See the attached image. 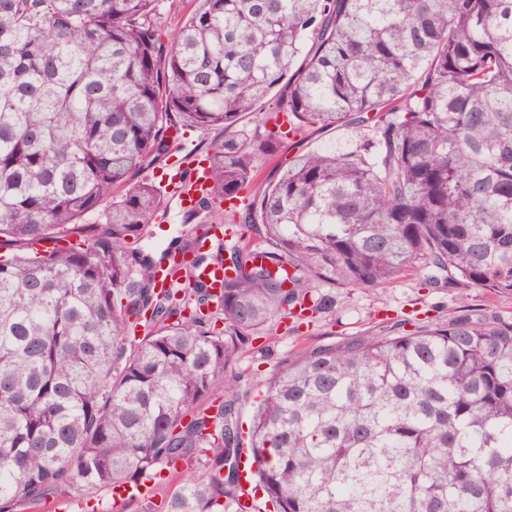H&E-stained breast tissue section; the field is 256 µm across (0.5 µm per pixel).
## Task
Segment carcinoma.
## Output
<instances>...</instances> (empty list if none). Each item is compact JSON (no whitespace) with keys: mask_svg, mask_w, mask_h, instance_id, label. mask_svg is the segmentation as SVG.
Here are the masks:
<instances>
[{"mask_svg":"<svg viewBox=\"0 0 512 512\" xmlns=\"http://www.w3.org/2000/svg\"><path fill=\"white\" fill-rule=\"evenodd\" d=\"M158 0H0V512L181 474L166 512H244L241 456L273 512H512V323L317 346L259 383L233 365L276 316L334 300L314 280L512 294V0H198L163 41ZM274 126L240 119L283 78ZM356 149L260 162L309 127ZM219 129L198 214L261 254L154 288L137 248L161 196L136 175L170 131ZM77 242L62 249V237ZM144 336L126 348V332Z\"/></svg>","mask_w":512,"mask_h":512,"instance_id":"carcinoma-1","label":"carcinoma"}]
</instances>
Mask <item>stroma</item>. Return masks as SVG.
Masks as SVG:
<instances>
[{
  "mask_svg": "<svg viewBox=\"0 0 512 512\" xmlns=\"http://www.w3.org/2000/svg\"><path fill=\"white\" fill-rule=\"evenodd\" d=\"M351 128L329 127L310 129L304 141L295 148H281L276 159L265 163L261 176L274 180L283 171L285 159L312 151L341 148L357 143ZM162 225H150L141 245L149 251L165 246L169 239L191 232L175 202L164 201ZM318 291L334 296L335 304L311 322L297 324L279 317L249 342L241 351L234 371L237 375L235 393L242 421H249L252 401L259 382L276 365L318 345H333L362 336H394L403 333L421 334L447 322L459 314L462 306L483 308L490 321L512 323V295L489 296L480 288L468 285L453 290L427 288L423 272L413 269L399 279L379 286L341 287L316 281Z\"/></svg>",
  "mask_w": 512,
  "mask_h": 512,
  "instance_id": "obj_1",
  "label": "stroma"
}]
</instances>
